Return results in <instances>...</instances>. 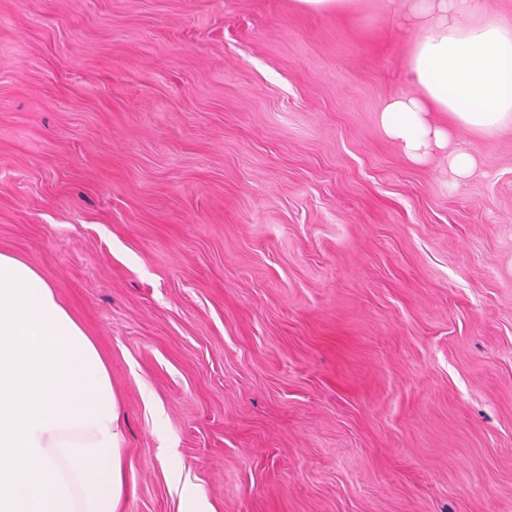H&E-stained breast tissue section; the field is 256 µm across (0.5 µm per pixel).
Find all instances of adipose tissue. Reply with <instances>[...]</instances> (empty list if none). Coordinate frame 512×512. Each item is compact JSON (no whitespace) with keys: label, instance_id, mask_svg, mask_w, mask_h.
Segmentation results:
<instances>
[{"label":"adipose tissue","instance_id":"1","mask_svg":"<svg viewBox=\"0 0 512 512\" xmlns=\"http://www.w3.org/2000/svg\"><path fill=\"white\" fill-rule=\"evenodd\" d=\"M409 35V91L380 111L412 160L444 146L434 118L490 136L512 128V18L482 0H381ZM94 341L27 262L0 253V512H116L122 445Z\"/></svg>","mask_w":512,"mask_h":512}]
</instances>
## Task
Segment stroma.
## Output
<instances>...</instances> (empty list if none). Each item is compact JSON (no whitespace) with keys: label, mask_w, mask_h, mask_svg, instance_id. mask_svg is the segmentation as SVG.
I'll return each mask as SVG.
<instances>
[{"label":"stroma","mask_w":512,"mask_h":512,"mask_svg":"<svg viewBox=\"0 0 512 512\" xmlns=\"http://www.w3.org/2000/svg\"><path fill=\"white\" fill-rule=\"evenodd\" d=\"M363 0H0V253L106 360L118 512H512V129L408 159ZM296 7L306 13H336L351 15L359 7L361 0H294Z\"/></svg>","instance_id":"obj_1"}]
</instances>
